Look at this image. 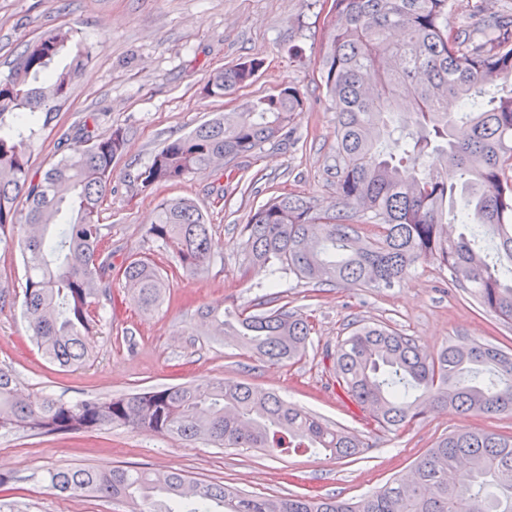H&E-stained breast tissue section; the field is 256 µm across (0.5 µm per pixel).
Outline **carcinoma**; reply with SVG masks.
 I'll list each match as a JSON object with an SVG mask.
<instances>
[{
	"mask_svg": "<svg viewBox=\"0 0 512 512\" xmlns=\"http://www.w3.org/2000/svg\"><path fill=\"white\" fill-rule=\"evenodd\" d=\"M458 0H332L322 82L336 109L339 208L320 210L292 194L271 197L241 226L252 266L313 285L390 288L420 261L448 270L451 283L512 325V7L492 15L467 0L470 22L448 24ZM91 51L73 29L52 28L26 45L0 79V232L14 229V203L28 209L20 240L23 308L31 340L62 369L91 356L100 299L112 287V241L99 210L127 130L86 132L88 146L45 170L31 165L30 123H48L68 99ZM262 67L250 59L218 70L204 94L222 98L248 86ZM303 105L292 86L246 102L169 139L138 175L141 187L190 173L277 140ZM23 125L2 122L5 114ZM459 126L469 128L464 139ZM185 272L212 258V226L185 198L162 200L145 232ZM141 307H159L169 278L150 252L119 268ZM211 333L268 362L306 351L312 326L284 308L208 309ZM336 382L378 426L396 431L430 411L512 414V353L470 342L436 355L382 325L339 340ZM150 429L218 447L258 448L269 456L313 450L337 459L362 442L273 392L220 379L116 397L33 403L13 371L0 367V434L26 436ZM48 487L68 497L120 499L140 512H512V434L461 430L439 438L411 467L356 502L327 496L265 497L182 472L126 465L59 467Z\"/></svg>",
	"mask_w": 512,
	"mask_h": 512,
	"instance_id": "carcinoma-1",
	"label": "carcinoma"
}]
</instances>
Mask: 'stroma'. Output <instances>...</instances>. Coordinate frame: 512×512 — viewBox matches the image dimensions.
Wrapping results in <instances>:
<instances>
[{
  "label": "stroma",
  "mask_w": 512,
  "mask_h": 512,
  "mask_svg": "<svg viewBox=\"0 0 512 512\" xmlns=\"http://www.w3.org/2000/svg\"><path fill=\"white\" fill-rule=\"evenodd\" d=\"M331 0H0V77L25 45L50 28H74L93 53L71 94L31 148L45 169L85 148L86 127L102 134L128 131L112 165V183L99 221L112 236L113 263L145 251V231L157 204L187 197L212 225L213 258L197 274L155 261L172 283L164 304L143 314L120 277L112 304L102 310L87 363L65 372L46 362L28 339L23 314L25 270L20 230L0 237V367L12 369L30 397L65 402L87 395L112 397L163 385L220 378L279 393L291 404L343 427L364 443L346 459L289 453L271 457L253 448H215L147 430L117 426L95 432L0 436V512H131L130 504L51 491L48 469L122 464L182 470L253 495H337L356 499L380 490L435 441L459 429L512 433V414L442 410L400 431L369 420L337 384L332 355L353 325L381 324L412 336L434 355L461 339L512 350V326L501 324L433 263H421L389 288L314 286L287 276L267 287L266 273L250 266L242 224L274 195L302 196L324 209L337 204L336 112L321 80L320 50ZM263 63L251 85L234 94L205 96L217 69L245 59ZM297 89L303 107L280 142L225 162L223 177L192 173L176 183L142 189L136 176L166 140L182 136L216 114L239 110L252 97ZM263 303L306 316L313 326L301 360L272 364L243 353L198 327L199 309Z\"/></svg>",
  "instance_id": "1"
}]
</instances>
